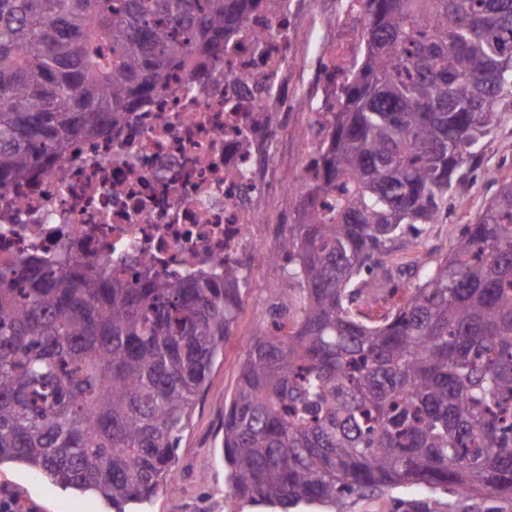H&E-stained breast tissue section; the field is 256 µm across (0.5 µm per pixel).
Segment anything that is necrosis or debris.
Instances as JSON below:
<instances>
[{
    "label": "necrosis or debris",
    "instance_id": "4bbe7bcc",
    "mask_svg": "<svg viewBox=\"0 0 512 512\" xmlns=\"http://www.w3.org/2000/svg\"><path fill=\"white\" fill-rule=\"evenodd\" d=\"M307 0H257L226 41L223 59L178 68V90L134 106L124 124L57 153L0 190V263L29 254L153 274L249 269L275 156L291 107L334 112L336 75L356 54L361 19L337 27L319 54L316 97L289 98L288 49Z\"/></svg>",
    "mask_w": 512,
    "mask_h": 512
}]
</instances>
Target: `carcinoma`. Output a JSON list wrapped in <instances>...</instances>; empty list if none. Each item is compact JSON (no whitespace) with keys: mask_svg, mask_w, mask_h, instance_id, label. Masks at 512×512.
<instances>
[{"mask_svg":"<svg viewBox=\"0 0 512 512\" xmlns=\"http://www.w3.org/2000/svg\"><path fill=\"white\" fill-rule=\"evenodd\" d=\"M255 0H0V189L121 125L174 68L224 56ZM361 59L269 254L286 283L224 409L236 499L289 512L419 486L512 500V180L377 321L366 273L463 203L512 101V0H360ZM137 285L65 257L0 265V464L112 512L176 478V447L247 275ZM300 286L295 302L288 283Z\"/></svg>","mask_w":512,"mask_h":512,"instance_id":"carcinoma-1","label":"carcinoma"}]
</instances>
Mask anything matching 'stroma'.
<instances>
[{
	"mask_svg": "<svg viewBox=\"0 0 512 512\" xmlns=\"http://www.w3.org/2000/svg\"><path fill=\"white\" fill-rule=\"evenodd\" d=\"M308 112H295L278 131L279 154L270 172L271 182L301 171L308 156L301 145ZM512 175V108L500 113L490 135V142L476 167L469 173L470 189L466 204L449 201L441 223L426 225L420 246L405 245L393 258L392 287L403 289L415 281L412 261L415 256L439 257L448 252L466 224L472 223L498 188V181ZM269 222L261 228L268 248H277L288 226L295 221L294 197L269 190ZM283 273L267 262H257L251 269L249 283L242 290L243 309L234 325L224 354L216 362L209 381L196 397L190 423L182 432L176 450L177 479L161 486L145 503L141 512H278L260 503L231 499L224 468V409L237 386L240 365L246 355V340L265 315L273 296V284ZM14 502V512H107L108 506L97 496L65 490L36 473L15 465L0 466V498ZM438 512H512V501L486 494L463 497L444 489L429 492L411 486L360 497L343 496L337 506L301 504L292 512H425L428 505Z\"/></svg>",
	"mask_w": 512,
	"mask_h": 512,
	"instance_id": "35a3bbf8",
	"label": "stroma"
}]
</instances>
